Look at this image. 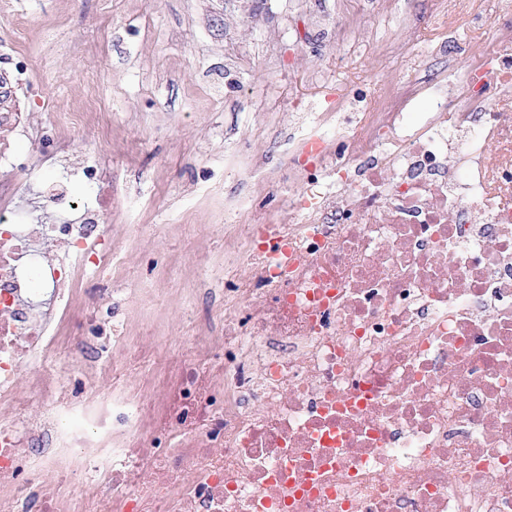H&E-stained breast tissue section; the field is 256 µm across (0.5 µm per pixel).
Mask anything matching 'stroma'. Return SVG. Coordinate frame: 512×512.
<instances>
[{
	"label": "stroma",
	"mask_w": 512,
	"mask_h": 512,
	"mask_svg": "<svg viewBox=\"0 0 512 512\" xmlns=\"http://www.w3.org/2000/svg\"><path fill=\"white\" fill-rule=\"evenodd\" d=\"M310 2L303 12L289 0H16L0 15V113H22L52 137H9L34 166L0 168V184L60 175L55 140L71 158L102 162L99 187L69 188L106 202L116 269L87 283L111 295L122 335L157 325L167 352L189 356L196 321L224 314L225 236L280 209L279 192L257 179L293 185L284 156L297 115L350 90L403 85L437 37L422 30L406 53L385 56L417 0H392L386 14L367 0ZM349 18L356 36L337 44L335 22ZM20 53L29 82L17 86ZM242 198L252 209L234 212Z\"/></svg>",
	"instance_id": "stroma-1"
}]
</instances>
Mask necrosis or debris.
<instances>
[{
	"label": "necrosis or debris",
	"instance_id": "4bbe7bcc",
	"mask_svg": "<svg viewBox=\"0 0 512 512\" xmlns=\"http://www.w3.org/2000/svg\"><path fill=\"white\" fill-rule=\"evenodd\" d=\"M422 2L443 41L401 88L311 113L287 217L226 239L253 271L160 397H75L43 366L102 332L99 211L0 216V512H512V0ZM483 9L467 67L436 72ZM454 23L462 43L487 28L489 19L485 15L462 14L456 17Z\"/></svg>",
	"mask_w": 512,
	"mask_h": 512
}]
</instances>
